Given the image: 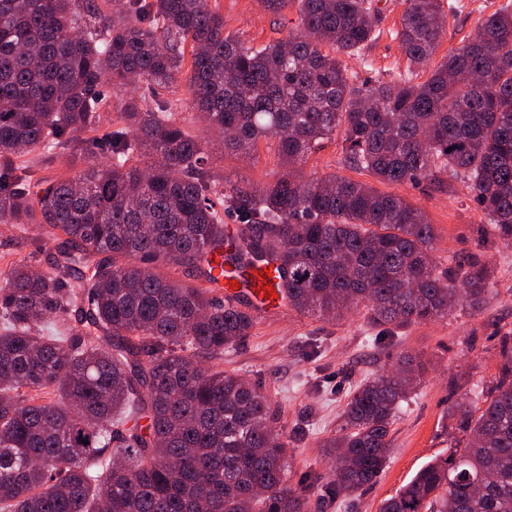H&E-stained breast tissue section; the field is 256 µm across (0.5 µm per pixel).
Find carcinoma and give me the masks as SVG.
Here are the masks:
<instances>
[{
	"mask_svg": "<svg viewBox=\"0 0 512 512\" xmlns=\"http://www.w3.org/2000/svg\"><path fill=\"white\" fill-rule=\"evenodd\" d=\"M293 4L296 29L256 48L224 33L209 0H114L110 13L92 0H0V224L34 245L0 273V512H303L309 487L288 484L267 395L196 361L251 335L243 294L265 268L284 302L322 317L362 307L404 326L486 304L490 270L469 259L438 272L419 208L298 166L339 132L350 163L381 183L464 180L512 245V9L420 82L455 0H403L391 35L408 65L387 81L341 60L380 34L374 0H262L274 15ZM182 78L207 135L169 101L131 96L119 126L82 137L100 127L103 84ZM263 138L288 166L267 187L226 190L206 169L215 143L248 154ZM37 150L84 168L37 177L17 163ZM222 278L239 282L234 299L214 295ZM415 379L404 360L353 391L323 443L328 493L384 471ZM475 399L478 411H455L448 457L379 512H512V333Z\"/></svg>",
	"mask_w": 512,
	"mask_h": 512,
	"instance_id": "obj_1",
	"label": "carcinoma"
}]
</instances>
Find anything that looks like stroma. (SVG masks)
Masks as SVG:
<instances>
[{
	"instance_id": "obj_1",
	"label": "stroma",
	"mask_w": 512,
	"mask_h": 512,
	"mask_svg": "<svg viewBox=\"0 0 512 512\" xmlns=\"http://www.w3.org/2000/svg\"><path fill=\"white\" fill-rule=\"evenodd\" d=\"M508 0H460L461 8L448 19V28L431 59L439 64L448 52L475 35L481 18ZM380 36L363 58L343 57L352 70L362 60L372 64V76L389 78L406 68L407 60L390 35L399 25L400 0H377ZM224 18V31L250 45L287 36L297 24L296 7L281 15L265 12L259 0H209ZM207 167L224 186L262 189L285 171L275 142L259 141L253 156L217 149ZM307 176L336 173L377 185L418 206L433 226L432 255L440 270L452 259L477 257L494 274L487 307L477 313L456 309L448 317L396 329L371 322L364 309L328 320L284 305L257 316L251 336L226 349L209 364L237 374L262 388L271 406V423L288 437V482L306 475L331 480L333 462L321 450L323 441L337 435L351 393L362 382L391 371L403 358L422 365L415 389L402 403L390 432V459L376 481L334 499L309 496L306 512H379L427 463L446 458L458 435L454 408L466 402L469 390L482 385L498 370L499 338L512 330V245L502 244L476 207L464 182L442 176L436 183H376L367 171L350 165L342 138L324 142L302 164Z\"/></svg>"
}]
</instances>
